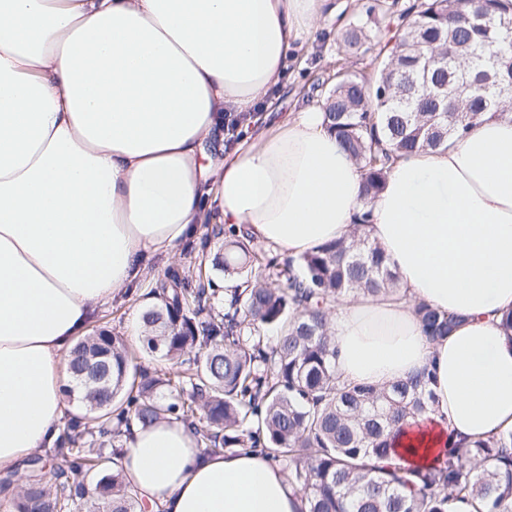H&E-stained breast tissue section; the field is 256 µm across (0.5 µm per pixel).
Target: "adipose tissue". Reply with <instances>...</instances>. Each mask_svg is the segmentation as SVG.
<instances>
[{"label": "adipose tissue", "instance_id": "adipose-tissue-1", "mask_svg": "<svg viewBox=\"0 0 512 512\" xmlns=\"http://www.w3.org/2000/svg\"><path fill=\"white\" fill-rule=\"evenodd\" d=\"M327 0H0V470L51 447L67 356L94 312L201 222L296 257L348 237L362 173L320 104L226 147ZM224 167L199 162L204 144ZM367 233L397 288L333 303L343 381L384 386L429 369L432 409L407 419L388 465L512 432V116L446 149L396 159ZM463 315L430 340L417 304ZM120 467L149 512H303L257 452L204 454L182 423L133 427Z\"/></svg>", "mask_w": 512, "mask_h": 512}]
</instances>
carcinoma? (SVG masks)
Segmentation results:
<instances>
[{"instance_id": "obj_1", "label": "carcinoma", "mask_w": 512, "mask_h": 512, "mask_svg": "<svg viewBox=\"0 0 512 512\" xmlns=\"http://www.w3.org/2000/svg\"><path fill=\"white\" fill-rule=\"evenodd\" d=\"M369 15L395 16L401 40L372 76L346 73L324 90L327 129L363 172L362 212L345 240L298 258L255 251L236 237L211 266L236 277L224 294L203 273L172 269L156 281V303L142 313L137 362L107 329L80 338L69 354L68 397L86 406L59 427L54 464L36 454L16 512H137V494L111 467L131 426L172 419L191 427L206 454L250 449L277 463L302 493L305 512H512V433L448 449L421 469L372 463L407 418L429 412L426 370L378 389L342 384L329 336L332 303L396 285L383 253L369 242L371 199L395 158L448 146L484 117L512 114V0H377ZM369 36L351 25L345 55ZM502 60L499 86L473 82L482 59ZM425 335H448L455 317L416 308ZM102 364L108 383L89 380Z\"/></svg>"}]
</instances>
